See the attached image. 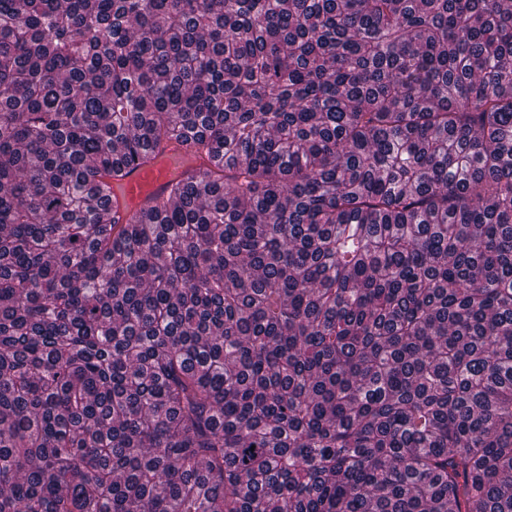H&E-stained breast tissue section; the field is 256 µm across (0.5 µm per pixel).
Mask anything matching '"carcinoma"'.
I'll return each mask as SVG.
<instances>
[{
    "mask_svg": "<svg viewBox=\"0 0 512 512\" xmlns=\"http://www.w3.org/2000/svg\"><path fill=\"white\" fill-rule=\"evenodd\" d=\"M0 512H512V0H0ZM159 157L152 163L133 169L123 180V187L129 207L116 211L119 222H127L151 195H160L168 183L176 177L175 169L169 165L167 156L181 153V149L172 143H163L156 147Z\"/></svg>",
    "mask_w": 512,
    "mask_h": 512,
    "instance_id": "cac0c4a2",
    "label": "carcinoma"
}]
</instances>
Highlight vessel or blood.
<instances>
[{"instance_id":"1","label":"vessel or blood","mask_w":512,"mask_h":512,"mask_svg":"<svg viewBox=\"0 0 512 512\" xmlns=\"http://www.w3.org/2000/svg\"><path fill=\"white\" fill-rule=\"evenodd\" d=\"M157 152L158 157L154 162L138 166L124 179L123 187L128 205L117 210L116 216L120 221H128L149 196L164 193L169 182L175 178L176 172L169 165L168 158L178 154V147L172 143H164L158 146Z\"/></svg>"}]
</instances>
